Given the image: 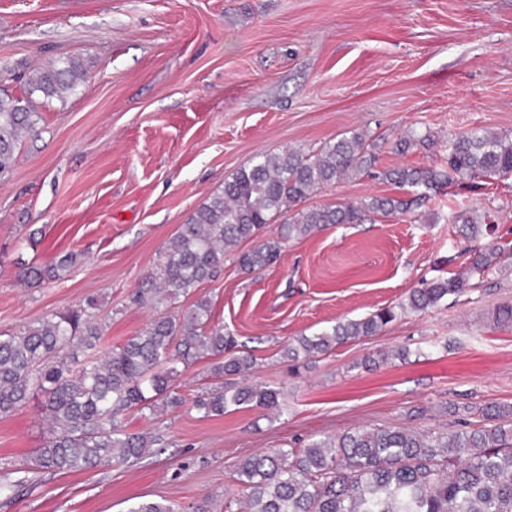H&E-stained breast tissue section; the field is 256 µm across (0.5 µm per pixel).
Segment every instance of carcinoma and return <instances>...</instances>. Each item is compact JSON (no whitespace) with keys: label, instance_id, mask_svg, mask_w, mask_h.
Masks as SVG:
<instances>
[{"label":"carcinoma","instance_id":"1","mask_svg":"<svg viewBox=\"0 0 512 512\" xmlns=\"http://www.w3.org/2000/svg\"><path fill=\"white\" fill-rule=\"evenodd\" d=\"M85 79L79 60L67 58L30 75L22 96L0 93V176L12 169L19 142L37 133V100L63 99ZM376 150L371 135L354 129L309 153L285 147L257 154L179 225L157 268L131 296L155 315L139 335L107 351L101 350L103 329L93 300L0 332V417L37 397L48 424L47 440L25 468L55 475L139 462L159 451L164 436L130 432L124 416L183 405L175 386L178 365L213 357L215 377L249 376L255 366L250 353L224 357L235 341L213 322L208 298L177 314L161 307L215 277L224 268V257L267 225L282 222L280 235L239 254L242 269L276 262L283 241L307 237L328 224L405 214L431 191L475 179L512 178V137L475 129L452 137L444 167L405 165L382 174L397 188L412 189V200L375 196L356 205H304L327 186L371 175ZM458 221L467 240L492 235L491 225L468 212ZM467 252L465 273L412 289L407 308L423 312L463 292L472 275H483L511 256L512 244L496 239ZM77 261L78 254L69 253L56 263L23 268L20 279L54 282ZM394 319L393 310L382 309L339 322L293 339L285 356L295 361L325 353L346 340L374 336ZM279 396L276 390L243 382L231 392L220 387L201 394L193 408L204 417L222 416L230 406L274 410L280 407ZM480 414L481 421L464 420L446 432L355 428L312 438L301 448L251 455L235 471L245 512H512V406H486ZM127 512H211V507L206 499L187 507L166 499L144 500Z\"/></svg>","mask_w":512,"mask_h":512}]
</instances>
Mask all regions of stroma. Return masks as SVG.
Wrapping results in <instances>:
<instances>
[{"mask_svg":"<svg viewBox=\"0 0 512 512\" xmlns=\"http://www.w3.org/2000/svg\"><path fill=\"white\" fill-rule=\"evenodd\" d=\"M78 58L85 82L40 106L0 177V330L96 300L104 347L144 330L129 297L161 261L179 224L261 151L318 149L346 131L376 137L375 176L325 188L312 202L359 203L397 190L381 172L437 165L452 134L512 136V0H0V85L24 91L34 69ZM413 131L431 142L407 155ZM488 215L512 235V179L450 187L403 215L331 224L285 243L276 264L223 270L179 296L210 299L214 322L256 360L252 383L281 408L200 417L216 386L209 360L182 370L184 404L125 417L159 429L165 450L135 465L42 479L0 494V512H126L141 500L216 505L240 492L241 459L349 429L444 431L478 408L512 405V257L423 313L401 311L422 281L450 278L468 242L454 217ZM81 255L62 279L21 281L22 264ZM398 311L377 335L315 358L285 347L341 320ZM384 354L374 368L366 356ZM458 413H450L449 405ZM48 434L39 399L0 418V462L29 461Z\"/></svg>","mask_w":512,"mask_h":512,"instance_id":"1","label":"stroma"}]
</instances>
